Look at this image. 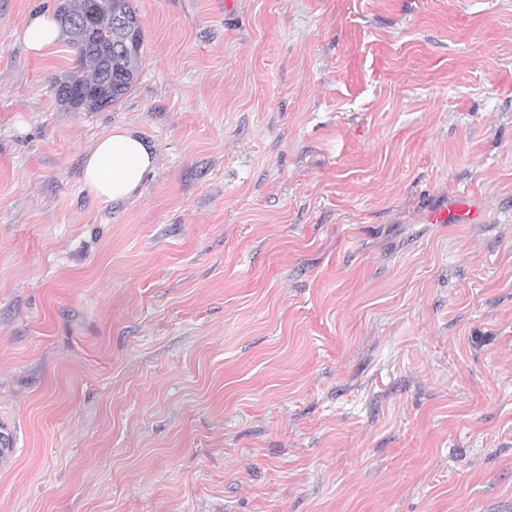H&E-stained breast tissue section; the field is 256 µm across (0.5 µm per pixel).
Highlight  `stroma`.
<instances>
[{"label":"stroma","mask_w":512,"mask_h":512,"mask_svg":"<svg viewBox=\"0 0 512 512\" xmlns=\"http://www.w3.org/2000/svg\"><path fill=\"white\" fill-rule=\"evenodd\" d=\"M60 2L0 0V512H512V0H132L98 112ZM59 8L58 19L67 43L75 50L73 70L53 82L55 99L59 106L72 112H94L117 104L133 88L139 72L143 47L142 23L138 11L130 0H65ZM63 16L69 18L63 21ZM59 23L50 13L35 16L22 29V42L35 56L43 55L57 41ZM129 38L126 48L120 30ZM96 31L95 39L88 32ZM112 48V64L100 58ZM89 93L70 100L76 89ZM154 166V154L139 138L129 131H114L87 156L84 182L100 197L121 200L142 186Z\"/></svg>","instance_id":"1"}]
</instances>
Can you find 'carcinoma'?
<instances>
[{"label": "carcinoma", "instance_id": "1", "mask_svg": "<svg viewBox=\"0 0 512 512\" xmlns=\"http://www.w3.org/2000/svg\"><path fill=\"white\" fill-rule=\"evenodd\" d=\"M58 19L75 49L73 70L54 81L59 106L94 112L117 104L137 80L143 47L131 0H63Z\"/></svg>", "mask_w": 512, "mask_h": 512}]
</instances>
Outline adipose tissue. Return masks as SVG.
Returning a JSON list of instances; mask_svg holds the SVG:
<instances>
[{"label":"adipose tissue","mask_w":512,"mask_h":512,"mask_svg":"<svg viewBox=\"0 0 512 512\" xmlns=\"http://www.w3.org/2000/svg\"><path fill=\"white\" fill-rule=\"evenodd\" d=\"M59 30L56 17L43 13L24 26L22 42L31 54L40 56L56 43ZM154 166V154L139 138L129 131H114L87 156L84 182L98 196L121 200L142 186Z\"/></svg>","instance_id":"1"}]
</instances>
